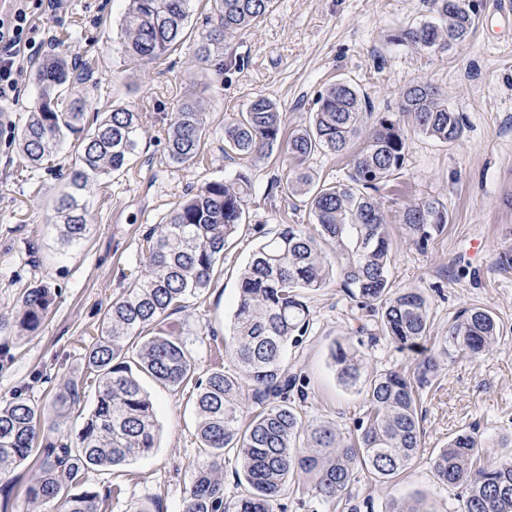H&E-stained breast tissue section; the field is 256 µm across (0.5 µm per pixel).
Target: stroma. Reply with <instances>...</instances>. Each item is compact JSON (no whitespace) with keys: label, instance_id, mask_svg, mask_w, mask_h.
<instances>
[{"label":"stroma","instance_id":"1","mask_svg":"<svg viewBox=\"0 0 512 512\" xmlns=\"http://www.w3.org/2000/svg\"><path fill=\"white\" fill-rule=\"evenodd\" d=\"M494 3L478 0V25L466 48L415 53L389 36L437 20L431 0H274L259 26L226 41L224 70L196 66L190 42L149 65L127 66L118 49L125 0H62L55 10L34 11L36 46L21 55L16 96L0 102V318L12 324L0 333V349L7 351L0 361V399L19 393L47 405L64 378L80 377L81 408L90 412L97 384L85 353L129 270L146 266L144 235L205 182L244 171L252 197L238 236L224 252V275L172 316L193 332L197 373L206 375L224 348L240 268L282 225L312 222L300 198L275 185L286 164L225 154V123L262 95L285 115L287 129H295L315 111L324 86L342 78L356 84L372 111L392 112L408 86L427 80L460 112L465 136L453 146L413 137L400 192L381 204L391 215L432 197L448 210L450 222L423 249L408 241L401 224H391L396 248L389 278L428 297L434 336L447 335L461 309L478 305L491 311L505 339L479 358L442 359L423 391L425 446L418 458L387 485L359 471L339 512H385L390 499L419 496L433 512H457L460 492L435 478L430 457L464 431L475 433L491 457L497 443L512 436V270L496 264L498 252L512 245V207L506 203L512 196V13L497 12ZM56 43L93 71L95 84L83 90L92 111L127 105L144 115L129 170L92 198L86 215L91 233L74 249L64 248L48 223L72 166L70 150L33 167L13 142L35 102L32 71ZM188 97L206 114L207 160L178 167L164 158L163 131L177 103ZM476 239L482 248H473ZM39 284L55 289V303L37 331L20 330L13 324L18 298ZM308 305V332L288 350L306 379L304 419L347 433L363 417L365 404L339 381L330 359L333 343L351 341L372 371L413 368L416 355L382 336L339 282L309 294ZM145 387L160 426L158 446L117 469L89 471L87 489L116 483L123 488L106 512H127L133 501L152 512L183 510L200 454L191 392L151 381ZM34 471L27 461L0 475V512H48L26 501Z\"/></svg>","mask_w":512,"mask_h":512}]
</instances>
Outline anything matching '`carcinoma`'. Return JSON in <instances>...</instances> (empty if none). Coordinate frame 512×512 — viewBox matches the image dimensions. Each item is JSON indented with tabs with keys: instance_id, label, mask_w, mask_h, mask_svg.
I'll use <instances>...</instances> for the list:
<instances>
[{
	"instance_id": "1",
	"label": "carcinoma",
	"mask_w": 512,
	"mask_h": 512,
	"mask_svg": "<svg viewBox=\"0 0 512 512\" xmlns=\"http://www.w3.org/2000/svg\"><path fill=\"white\" fill-rule=\"evenodd\" d=\"M192 0H127L121 53L135 67L146 66L179 49L188 29ZM208 29L195 56L209 65L223 53L224 41L256 26L271 0H208ZM440 23L404 28L390 40L415 51L466 46L477 27L474 0H431ZM92 72L60 53L48 55L33 72L37 100L17 134V149L39 164L63 146L75 160L54 200L50 223L61 241L76 248L91 225L90 197L104 190L106 178L128 169L139 145L141 115L125 106L96 112L78 87ZM308 121L282 140L285 117L268 98L257 96L224 126V152L270 157L286 143V186L305 198L313 223L285 224L253 252L239 275V294L224 354V365L196 374L186 326L174 330L169 317L211 284L224 264V249L243 225L251 179L213 180L181 202L144 238L146 269L106 309L101 331L86 354L98 382L92 411L74 437L54 442L45 432H61L82 398V382L65 381L51 408L16 395L0 400V474L32 456L40 459L27 489L30 502L60 512H102L104 502L122 489H83L86 474L116 467L156 448L158 425L143 379L172 388L193 387L201 454L194 464L183 512H283V496L295 478L310 481L315 497L337 504L359 470L380 483H392L423 447L419 407L422 390L438 372V353L470 358L491 351L503 329L491 312L469 306L454 317L440 351L423 350L431 337L430 306L414 288H395L389 279L393 242L388 216L376 193L395 186L410 148L411 134L453 145L465 125L441 91L428 81L402 93L398 111L372 112L358 88L338 79L319 92ZM205 113L194 99L177 105L165 137L167 162L192 166L204 160ZM319 152L349 158L345 182L319 181L306 161ZM408 239L419 248L438 236L449 213L432 198L396 215ZM339 280L351 299L370 307L389 340L419 357L415 368L368 374L361 352L348 343L331 348L338 378L363 395L366 411L349 436L328 425L307 424L299 379L288 374V347L302 343L309 325L306 293ZM54 303L46 285L26 289L18 299L16 324L36 331ZM504 456L489 460L476 438L455 435L430 465L442 484L462 489L458 512H512V437L501 440ZM233 454L244 491L224 499L225 455ZM386 512H431L422 499L392 500Z\"/></svg>"
}]
</instances>
